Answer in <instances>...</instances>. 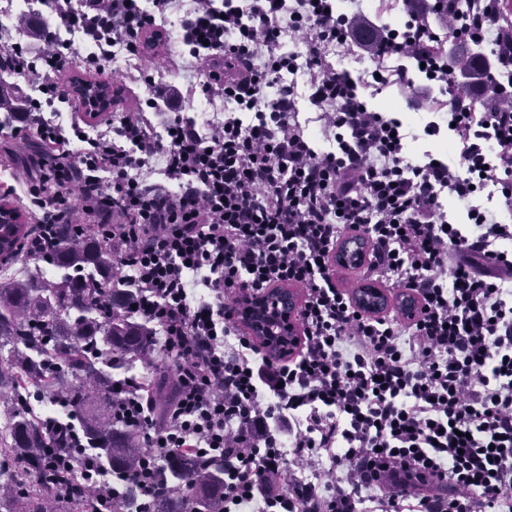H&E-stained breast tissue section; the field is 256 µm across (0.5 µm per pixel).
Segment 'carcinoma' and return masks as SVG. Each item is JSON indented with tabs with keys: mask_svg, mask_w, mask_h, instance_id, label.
I'll return each mask as SVG.
<instances>
[{
	"mask_svg": "<svg viewBox=\"0 0 512 512\" xmlns=\"http://www.w3.org/2000/svg\"><path fill=\"white\" fill-rule=\"evenodd\" d=\"M382 29L361 23L358 41L367 48ZM491 66L481 52L459 56L455 68L463 82L455 92L479 83ZM57 233L50 264L65 271L64 277L47 279L35 259L25 279L0 278V347L23 344L45 353L39 361L26 352L0 360V380L7 376L12 381L9 424L6 438L0 439V476L5 470L11 476L10 485L0 489V512H46L54 485L38 464L45 448L65 444L66 437L58 434L51 441L44 422L27 410L26 391L54 400L60 370L69 376L66 388L75 397L70 409L82 443L95 449L100 464L112 471L121 488L112 512H139V491L127 478L143 453L141 435L112 418V388L125 382L141 385L156 400L160 417L175 391L165 374L147 380L132 372L133 363L152 351L154 339L129 311L137 289L114 278L112 246L91 233L75 237L68 224L59 225ZM225 465L177 453L165 465V485L150 512H214L224 499Z\"/></svg>",
	"mask_w": 512,
	"mask_h": 512,
	"instance_id": "1",
	"label": "carcinoma"
}]
</instances>
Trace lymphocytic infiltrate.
I'll return each instance as SVG.
<instances>
[{
	"instance_id": "f902f5d3",
	"label": "lymphocytic infiltrate",
	"mask_w": 512,
	"mask_h": 512,
	"mask_svg": "<svg viewBox=\"0 0 512 512\" xmlns=\"http://www.w3.org/2000/svg\"><path fill=\"white\" fill-rule=\"evenodd\" d=\"M431 0L433 14L464 44L504 47L506 80H494V108L476 111L453 93L444 61L424 49L436 34L409 13L383 35L372 63L422 64L428 87L451 91L448 120L462 170L412 163L400 121L369 110L347 71L329 60L350 40L354 14L336 0H47L70 39L48 30L31 55L0 44V72L37 80L25 126L39 173L21 183L35 222L28 256L47 259L54 227L94 225L112 246L123 281L136 288L135 316L153 331L175 368L176 401L164 422L154 401L117 387L112 415L146 445L134 473L141 498L158 488L163 465L185 448L229 457L220 512H512V226L477 198L496 187L512 210V37L500 0ZM180 13V50L206 99L226 102L223 119L199 130L175 116L157 138L146 110L106 128L71 117L56 123L62 81L74 58L104 73L117 54L144 59L160 45L150 32ZM304 39L303 55L283 52ZM334 148L315 151L294 119L297 84ZM161 159L159 178L142 175ZM450 194L470 231L448 219ZM353 232L368 244L364 277L400 286L417 315L368 317L336 284V247ZM300 288L302 345L274 359L239 328L241 298L273 285ZM292 426L282 440L268 420ZM312 479L261 491L289 462ZM347 466V488L324 490L323 462ZM46 464L94 478L90 512H112L111 472L94 451L49 448Z\"/></svg>"
}]
</instances>
